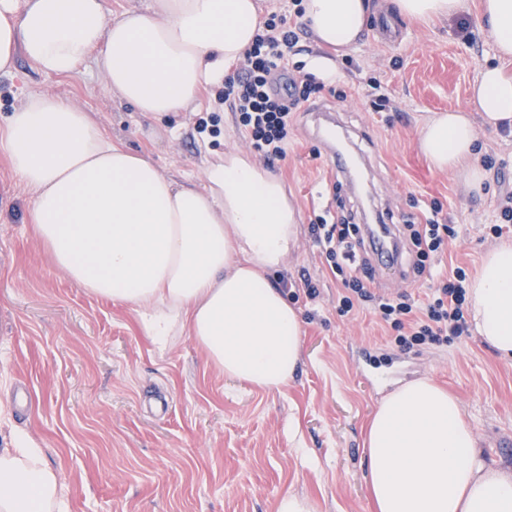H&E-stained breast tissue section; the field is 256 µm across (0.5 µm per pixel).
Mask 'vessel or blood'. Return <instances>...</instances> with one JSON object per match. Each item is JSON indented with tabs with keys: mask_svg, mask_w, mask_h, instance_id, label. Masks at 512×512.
I'll return each instance as SVG.
<instances>
[{
	"mask_svg": "<svg viewBox=\"0 0 512 512\" xmlns=\"http://www.w3.org/2000/svg\"><path fill=\"white\" fill-rule=\"evenodd\" d=\"M305 115L310 124L309 132L321 143L325 160L336 179L354 182L360 158L353 149L349 135L340 126L334 113L318 108L306 109ZM395 227L383 224L381 232H368V247L374 255L378 268L393 271L399 268V253Z\"/></svg>",
	"mask_w": 512,
	"mask_h": 512,
	"instance_id": "obj_1",
	"label": "vessel or blood"
}]
</instances>
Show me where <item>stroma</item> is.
Instances as JSON below:
<instances>
[{
    "mask_svg": "<svg viewBox=\"0 0 512 512\" xmlns=\"http://www.w3.org/2000/svg\"><path fill=\"white\" fill-rule=\"evenodd\" d=\"M481 2L466 0L445 19L407 20L399 45L367 26L348 54L360 67L353 74L308 30L298 57L330 60L341 79L379 80V89L361 85L344 100L325 89L310 103L336 109L356 140L374 207L389 209L395 223L420 221L431 200L442 202L459 237L441 262L471 275L497 240L512 242V231L487 234L502 195L512 193V137L483 131L480 153L495 158L496 169L476 197L461 171L430 167L416 136L430 114L467 108L481 68L495 61ZM219 91L207 87L197 108L156 119L110 92L98 54L67 77L21 59L13 75L0 76V116L31 95L59 96L164 175L199 184L207 162L248 149L235 112L214 105ZM381 93L395 111L373 109ZM213 110L222 133L211 140L194 122L197 112ZM307 127L296 114L287 156L271 169L300 213L297 246L272 279L288 284L303 323L302 363L275 390L225 378L187 335L158 353L133 308L81 288L36 238L33 197L0 151V434L23 432L43 448L70 512H276L288 493L307 497L314 512H372L366 421L379 400L422 377L455 394L485 460L512 470V361L473 333L444 347H390L373 314L338 315L339 284L309 233L336 179ZM305 276L316 281L317 299L299 289Z\"/></svg>",
    "mask_w": 512,
    "mask_h": 512,
    "instance_id": "stroma-1",
    "label": "stroma"
}]
</instances>
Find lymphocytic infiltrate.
Returning <instances> with one entry per match:
<instances>
[{"label": "lymphocytic infiltrate", "mask_w": 512, "mask_h": 512, "mask_svg": "<svg viewBox=\"0 0 512 512\" xmlns=\"http://www.w3.org/2000/svg\"><path fill=\"white\" fill-rule=\"evenodd\" d=\"M294 15L292 23L281 14L268 15L241 67L225 80L217 98L218 104L230 106L237 114L251 149L269 166L287 155L295 112L323 88L303 65L288 63L290 56L299 53L304 31L302 9H295ZM441 212L440 203L431 201L422 223L405 226L413 245L412 278L430 283L427 299L420 305L408 293H377L374 268L364 252L358 225L343 216L333 222L320 216L310 224V234L322 246L330 271L343 286L338 298L341 315L360 307L373 309L392 330L385 344L406 349L443 346L468 335L467 273L458 265L437 264L449 241L457 237L455 225L441 222Z\"/></svg>", "instance_id": "obj_1"}]
</instances>
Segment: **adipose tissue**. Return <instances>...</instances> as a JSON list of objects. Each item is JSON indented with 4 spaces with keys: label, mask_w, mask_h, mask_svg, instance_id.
<instances>
[{
    "label": "adipose tissue",
    "mask_w": 512,
    "mask_h": 512,
    "mask_svg": "<svg viewBox=\"0 0 512 512\" xmlns=\"http://www.w3.org/2000/svg\"><path fill=\"white\" fill-rule=\"evenodd\" d=\"M316 41L341 50L360 38L368 0H302ZM496 58L512 60V0H483ZM260 0H155L153 11L107 17L105 0H0V74L18 58L72 75L95 49L110 89L162 116L222 84L251 46ZM512 132V76L481 68L471 108L437 112L418 147L445 172L483 187L480 128ZM12 174L32 193L38 238L92 295L136 312L160 352L189 335L226 378L287 384L302 359V322L269 278L299 232L282 181L237 151L208 163L202 185L180 183L113 143L89 113L28 97L0 121ZM473 332L512 360V244L486 252L467 288ZM365 479L376 512H512V472L488 465L458 399L430 379L386 395L366 430ZM0 512H68L59 475L27 436L0 448Z\"/></svg>",
    "instance_id": "adipose-tissue-1"
}]
</instances>
